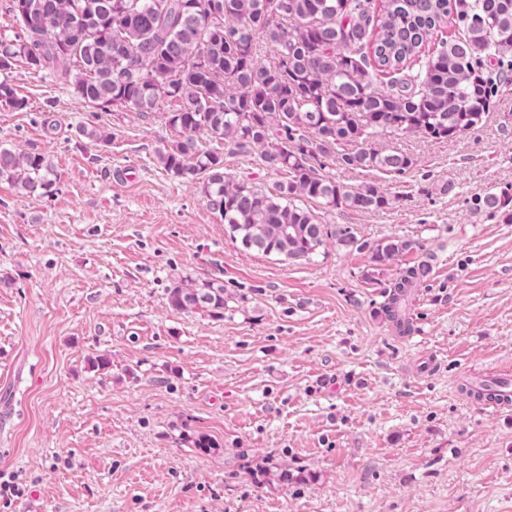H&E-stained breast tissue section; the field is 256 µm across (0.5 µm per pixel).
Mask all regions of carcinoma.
<instances>
[{
	"instance_id": "obj_1",
	"label": "carcinoma",
	"mask_w": 512,
	"mask_h": 512,
	"mask_svg": "<svg viewBox=\"0 0 512 512\" xmlns=\"http://www.w3.org/2000/svg\"><path fill=\"white\" fill-rule=\"evenodd\" d=\"M0 11L14 24L0 32L1 105L27 106L8 82L20 65L73 84L98 110L149 113L173 102L165 119L174 135L157 163L199 184L231 239L285 261L310 260L332 238L367 248L369 280L416 243L393 236L370 247L322 219L393 203L375 183L323 174L324 160L406 173L409 155L372 149L370 138L446 140L474 129L495 92L485 61L512 55V0H0ZM450 23L456 39L424 56ZM254 153L283 178L257 187L228 171L227 159ZM54 176L46 156L0 147L1 181L45 195ZM477 206L512 222V188L477 197ZM432 272L421 261L393 274L381 314L399 332H411L409 298ZM167 300L219 318L227 306L217 280H181Z\"/></svg>"
}]
</instances>
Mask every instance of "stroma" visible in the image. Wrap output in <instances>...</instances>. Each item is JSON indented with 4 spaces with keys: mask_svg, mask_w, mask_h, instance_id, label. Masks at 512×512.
<instances>
[{
    "mask_svg": "<svg viewBox=\"0 0 512 512\" xmlns=\"http://www.w3.org/2000/svg\"><path fill=\"white\" fill-rule=\"evenodd\" d=\"M490 70L477 129L373 137L412 157L405 174L325 168L397 197L330 223L415 241L394 268L433 259L403 336L369 247L242 250L157 165L162 113L97 110L17 67L28 106H0V145L46 155L56 185L0 181V512H512V408L464 391L512 365V223L474 206L512 186V67ZM183 278L223 282V317L171 310Z\"/></svg>",
    "mask_w": 512,
    "mask_h": 512,
    "instance_id": "stroma-1",
    "label": "stroma"
}]
</instances>
